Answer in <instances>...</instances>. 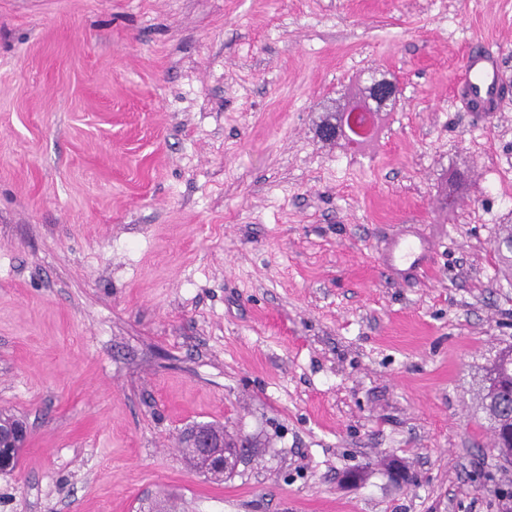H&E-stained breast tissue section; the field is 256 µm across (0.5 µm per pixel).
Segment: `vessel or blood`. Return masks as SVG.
I'll return each instance as SVG.
<instances>
[{"instance_id": "obj_1", "label": "vessel or blood", "mask_w": 512, "mask_h": 512, "mask_svg": "<svg viewBox=\"0 0 512 512\" xmlns=\"http://www.w3.org/2000/svg\"><path fill=\"white\" fill-rule=\"evenodd\" d=\"M457 93L468 111H498L502 101L498 58L485 53L480 45H473L469 51L468 66L457 86ZM430 251V241H410L397 237L391 241L385 253L384 265L394 270L406 264L424 275L429 271L427 257Z\"/></svg>"}]
</instances>
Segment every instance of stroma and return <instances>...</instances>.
Listing matches in <instances>:
<instances>
[{"label": "stroma", "mask_w": 512, "mask_h": 512, "mask_svg": "<svg viewBox=\"0 0 512 512\" xmlns=\"http://www.w3.org/2000/svg\"><path fill=\"white\" fill-rule=\"evenodd\" d=\"M479 40L511 88L484 115ZM375 71V138L322 140ZM502 224L512 0H0V512H503ZM403 232L430 277L379 264ZM198 422L259 455L196 470ZM480 43L470 48L468 66L456 89L469 112H496L502 101L500 62L485 53ZM377 80L366 86L364 89V105L363 110L367 112H375L381 110L387 102L392 100L396 94L394 91L395 81L383 76L381 78L375 75ZM481 407L490 428L498 434L494 451L499 459L512 462V444L503 447L500 444L512 431V347L499 352L480 386Z\"/></svg>", "instance_id": "stroma-1"}]
</instances>
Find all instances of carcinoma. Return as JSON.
Listing matches in <instances>:
<instances>
[{
	"label": "carcinoma",
	"instance_id": "carcinoma-1",
	"mask_svg": "<svg viewBox=\"0 0 512 512\" xmlns=\"http://www.w3.org/2000/svg\"><path fill=\"white\" fill-rule=\"evenodd\" d=\"M332 128L336 134L331 137H323V140L335 141L344 134L341 124V112L330 113L321 121L318 129ZM498 245L503 247L499 251L500 261L512 274V225H501V231L497 237ZM481 407L485 413V419L493 433L497 434L494 451L498 457L506 463L512 462V446L503 447L501 443L507 439V434L512 431V347L509 346L499 352L490 369L487 371L480 386Z\"/></svg>",
	"mask_w": 512,
	"mask_h": 512
}]
</instances>
